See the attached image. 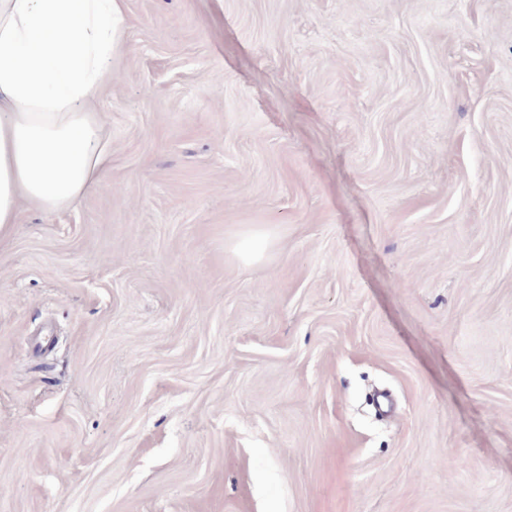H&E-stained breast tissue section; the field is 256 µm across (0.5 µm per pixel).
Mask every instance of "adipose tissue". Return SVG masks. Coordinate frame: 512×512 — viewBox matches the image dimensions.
<instances>
[{
  "label": "adipose tissue",
  "instance_id": "obj_1",
  "mask_svg": "<svg viewBox=\"0 0 512 512\" xmlns=\"http://www.w3.org/2000/svg\"><path fill=\"white\" fill-rule=\"evenodd\" d=\"M121 27L119 0H0V234L21 207L55 213L101 187L94 104Z\"/></svg>",
  "mask_w": 512,
  "mask_h": 512
}]
</instances>
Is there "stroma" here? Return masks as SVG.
Here are the masks:
<instances>
[{
  "label": "stroma",
  "instance_id": "35a3bbf8",
  "mask_svg": "<svg viewBox=\"0 0 512 512\" xmlns=\"http://www.w3.org/2000/svg\"><path fill=\"white\" fill-rule=\"evenodd\" d=\"M107 182L0 236V512H512V0H121Z\"/></svg>",
  "mask_w": 512,
  "mask_h": 512
}]
</instances>
